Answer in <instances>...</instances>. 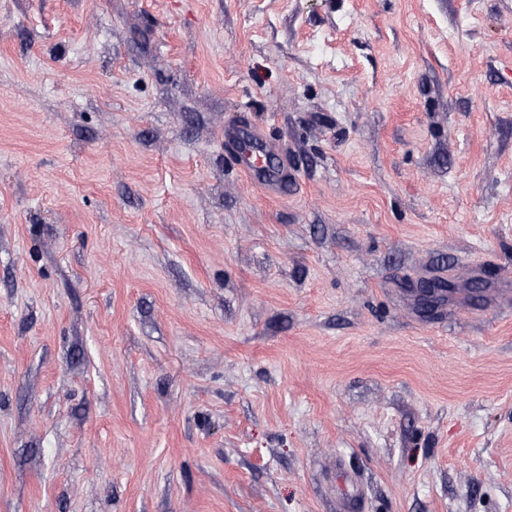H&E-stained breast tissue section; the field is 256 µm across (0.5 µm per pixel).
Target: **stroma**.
Here are the masks:
<instances>
[{
    "label": "stroma",
    "mask_w": 512,
    "mask_h": 512,
    "mask_svg": "<svg viewBox=\"0 0 512 512\" xmlns=\"http://www.w3.org/2000/svg\"><path fill=\"white\" fill-rule=\"evenodd\" d=\"M510 289L512 0H0V512H512ZM235 157L237 166L246 173L257 175L264 185L272 190L283 192L288 183V169L285 166L269 164L271 150H257L251 138L236 136Z\"/></svg>",
    "instance_id": "stroma-1"
}]
</instances>
